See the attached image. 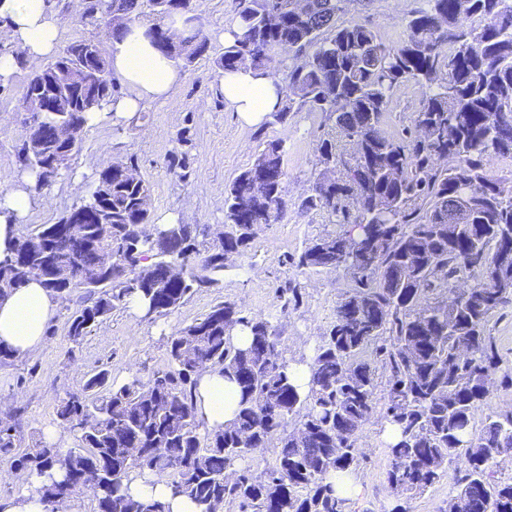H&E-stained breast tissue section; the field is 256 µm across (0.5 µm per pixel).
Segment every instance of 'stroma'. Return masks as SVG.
<instances>
[{
    "label": "stroma",
    "mask_w": 512,
    "mask_h": 512,
    "mask_svg": "<svg viewBox=\"0 0 512 512\" xmlns=\"http://www.w3.org/2000/svg\"><path fill=\"white\" fill-rule=\"evenodd\" d=\"M419 4L420 0H346L339 20L366 24L391 45L399 40L407 15ZM192 14L207 40V50L182 67L183 80L172 101L145 103L141 118L134 121L115 124L107 118L84 128L69 174L36 192L21 230L57 223L80 203V196L71 190L73 175H80L86 188H93L97 171L129 156L151 186L155 218L172 214L184 224L218 228L224 222V188L252 165L262 136L285 145L284 189L290 206L275 223L262 225L252 248L226 269L217 287L194 294L169 316L151 323L125 309L114 311L92 329L72 356L66 337L69 311L60 307L54 332L38 353L0 365V412L20 405L26 408L23 445L42 441L44 430L56 423L58 400L81 388L94 372L108 370L119 386L132 376L144 378L166 368L168 336L224 300L237 302L252 314L279 317L288 357H310L351 285L348 271L302 275L285 262L287 255L299 252L310 239L333 229L325 215L296 208L313 181L317 149L330 130L324 115L305 110L282 125H246L226 107L219 89L221 72L214 65L224 50V33L236 19L235 0H192ZM27 75L22 69L8 84H0V191L11 188L22 174L16 149L27 133L21 110ZM185 131L196 148L191 175L182 181L171 170L170 160ZM291 280L299 282L304 298L298 309L287 311L278 289ZM383 430L384 421L376 412L358 432V445L365 454L356 472L362 491L351 500L349 512H381L391 498L386 478L389 445Z\"/></svg>",
    "instance_id": "35a3bbf8"
}]
</instances>
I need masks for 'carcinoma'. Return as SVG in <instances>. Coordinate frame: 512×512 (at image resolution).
<instances>
[{"label":"carcinoma","mask_w":512,"mask_h":512,"mask_svg":"<svg viewBox=\"0 0 512 512\" xmlns=\"http://www.w3.org/2000/svg\"><path fill=\"white\" fill-rule=\"evenodd\" d=\"M292 2L237 0L238 32L214 64L227 72L265 71L272 53L289 46L302 63L291 69L267 124H285L307 109L333 125L317 149L311 188L294 206L326 215L336 230L285 257L300 274L345 268L353 275L314 347L309 391L300 394L289 379L281 324L221 302L168 337L167 368L118 387L99 371L59 399L56 424L74 435L75 447L43 441L23 449L25 409L0 417V454L11 456L13 468L62 470L61 479L43 487L50 504L79 493L67 481L78 469L87 476L83 491L93 512L103 501L109 512H165L158 502L121 492L133 473L148 469L168 473L174 493L190 496L201 512L218 500L238 512H263L272 496L287 499V512H346L333 477L362 465L357 431L380 403L382 418L400 432L387 472L398 503L383 512H406L401 497L425 491L450 469L456 477L446 512L462 500L470 512H512V481L497 479L495 470L512 453V408L490 411L473 433L491 382L498 377L512 385V370L501 371L485 335L493 314L512 306V255L497 251L498 240L512 235V179L492 175L486 164L492 156L512 160V0H422L395 45L362 23L336 24L343 0H305L300 11ZM147 9L166 18L191 11V0H163L160 9L154 0H88L84 19L104 26L110 15L123 18L109 29L117 40ZM175 41L172 49H157L186 64L206 51L194 26ZM88 47L87 40L74 41L46 65L44 90L64 92L67 109L43 116L59 128L44 158L17 152L20 168L37 175L38 189L69 170L50 178L45 163L80 151L69 126H85L87 113L113 96L108 60ZM75 63L92 79L70 91L65 69ZM409 82L425 97L407 135L395 138L381 119ZM180 142L172 166L184 180L194 144L186 135ZM260 146L251 167L225 187L227 242H213L198 224L139 233L138 225L151 223L150 185L127 179L124 167L132 160L118 159L62 219L94 206L102 223L78 225L77 238L58 235L55 224L18 233L0 256V295L37 276L56 296H77L66 331L71 360L91 329L132 296L149 301L146 319L170 315L219 284L229 268L224 245L244 255L258 234L248 225L272 224L288 209L284 144L266 139ZM464 204L470 214L462 224ZM47 243L55 261L71 270L70 280L42 268ZM159 263L179 265L183 281L162 287L153 277ZM279 292L285 309L302 302V289L291 281ZM226 317L249 331L248 348L231 343ZM205 363L224 370L240 391L235 421L216 432L205 429L194 402L196 367ZM269 451L271 466L258 471L247 464Z\"/></svg>","instance_id":"obj_1"}]
</instances>
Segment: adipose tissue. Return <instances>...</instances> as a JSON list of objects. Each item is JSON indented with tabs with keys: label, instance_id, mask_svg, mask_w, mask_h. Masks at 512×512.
Here are the masks:
<instances>
[{
	"label": "adipose tissue",
	"instance_id": "1",
	"mask_svg": "<svg viewBox=\"0 0 512 512\" xmlns=\"http://www.w3.org/2000/svg\"><path fill=\"white\" fill-rule=\"evenodd\" d=\"M61 45L60 23L52 0H0V82L8 83L21 64L36 66L58 52ZM113 71L125 86L103 109L88 113V125H96L105 116L121 119L139 110L146 101H168L171 90L183 75L174 63L153 45L149 28L130 24L123 38L111 44ZM224 102L240 119L260 124L279 103V85L271 74L250 69L224 73L221 78ZM37 177L24 173L20 184L0 192V254L16 235L19 222L34 203ZM58 302L53 292L39 281L0 298V345L10 348L17 359L39 352L46 329L54 321ZM240 394L236 383L222 371L207 369L200 374L196 405L208 430L231 422ZM59 468L47 473L2 472L0 478L19 487L12 496L0 498V512H47L41 489L51 478L59 477ZM129 495L140 502H159L167 512H200L187 495L173 494L166 474L149 472L133 477L127 485Z\"/></svg>",
	"mask_w": 512,
	"mask_h": 512
}]
</instances>
